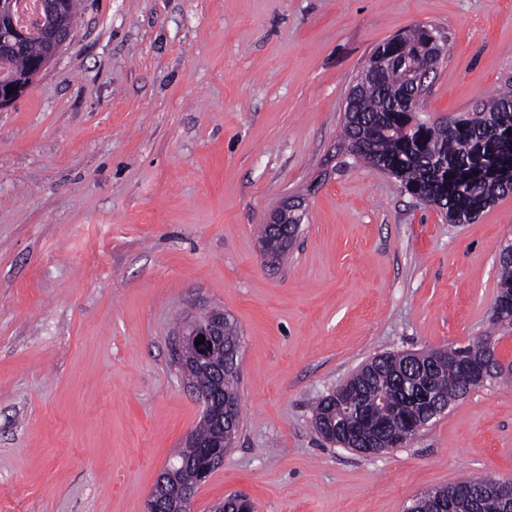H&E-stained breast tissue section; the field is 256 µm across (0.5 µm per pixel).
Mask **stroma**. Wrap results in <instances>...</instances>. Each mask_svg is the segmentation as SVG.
<instances>
[{"label": "stroma", "mask_w": 512, "mask_h": 512, "mask_svg": "<svg viewBox=\"0 0 512 512\" xmlns=\"http://www.w3.org/2000/svg\"><path fill=\"white\" fill-rule=\"evenodd\" d=\"M448 38L424 104L467 116L512 83V0H83L72 40L0 111V512H147L202 405L179 324L240 329L235 445L192 512H405L512 477V384L374 456L313 408L373 357L499 337L512 194L470 224L349 156L350 88L417 25ZM303 202L286 260L260 227Z\"/></svg>", "instance_id": "stroma-1"}]
</instances>
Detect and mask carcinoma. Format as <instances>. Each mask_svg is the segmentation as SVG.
<instances>
[{
  "label": "carcinoma",
  "mask_w": 512,
  "mask_h": 512,
  "mask_svg": "<svg viewBox=\"0 0 512 512\" xmlns=\"http://www.w3.org/2000/svg\"><path fill=\"white\" fill-rule=\"evenodd\" d=\"M62 22L73 27L76 0H62ZM439 30L431 25L416 26L389 42L384 52L390 61L367 69L355 99L353 112L345 117L342 138L350 155L374 165L380 164L418 199L442 208L449 221L469 223L505 194L502 185L477 183L463 188L458 182L472 170L498 162L506 150L494 134L495 128L512 129V88L492 95L475 113L446 124H430L419 112L402 103L408 74L396 61H424L436 70L444 56L437 45ZM55 45L38 35L16 42L12 51L0 57V74L25 75L37 59L52 56ZM497 299L512 305V257H499ZM491 337L483 336L462 348H454L461 362L448 360V349L427 353L423 369L409 366L399 353L379 355L363 365L333 392L319 399L313 410L319 434L336 433V443L357 448L372 444L373 451L411 441L408 430L412 417L429 419L443 412L478 382L467 380L461 364L478 367L489 360ZM240 336L237 325L224 315V349L215 350L212 364L224 368L226 381L235 398V410L224 419L228 433H237L241 405L238 393ZM186 376L203 387L214 385V371L191 363L180 365ZM498 480L466 477L448 487L427 492L414 500L411 512H440V504H451L450 512H479L480 496L494 492Z\"/></svg>",
  "instance_id": "cac0c4a2"
}]
</instances>
